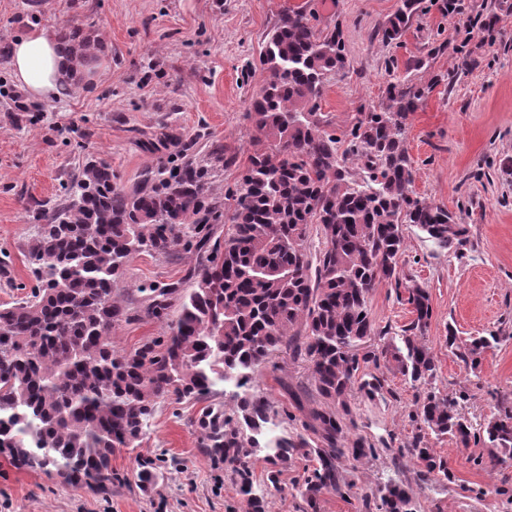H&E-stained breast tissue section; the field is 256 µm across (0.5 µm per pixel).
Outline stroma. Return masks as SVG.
Here are the masks:
<instances>
[{
	"instance_id": "35a3bbf8",
	"label": "stroma",
	"mask_w": 512,
	"mask_h": 512,
	"mask_svg": "<svg viewBox=\"0 0 512 512\" xmlns=\"http://www.w3.org/2000/svg\"><path fill=\"white\" fill-rule=\"evenodd\" d=\"M456 3L450 16L438 0H421L401 38L388 45L382 28L401 0H0V46L34 28L58 32L77 23L94 39L98 64L92 81H75L35 114L15 115L0 96V305L13 300L17 285L34 282L27 258L34 211L58 202L86 158L106 160L116 183L128 187L160 158L144 142L173 132L200 152L218 145L235 155L222 177L224 187L234 186L252 151L247 112L265 79L259 56L280 11L293 5L314 12L319 26L342 30L347 68L332 76L320 101L338 138L379 104L393 78L406 74L429 86L406 129L413 190L466 230L453 255L405 226L400 284L380 283L369 296L376 345L379 332L399 335L413 320L409 289L428 292L425 340L437 373L414 387L387 369L379 396L350 397V436L369 441L378 455L342 459L345 495L324 491L307 500L303 482L313 461L302 455L282 466L275 485L266 479L273 468L267 449L234 463L211 460L199 427L203 403L166 399L133 447L115 449L107 486H71L0 457V512H250L240 491L244 470L265 512H386L382 492L392 483L413 489L418 512H512V457L426 433L447 463L443 478L422 476L402 452L420 433L410 413L427 394L464 393L462 411L476 424L512 404V0ZM416 57L426 67L407 71ZM189 266L185 254L133 258L123 277L129 318L113 334L118 346L167 335L177 309L163 319L145 317L140 289L185 279ZM491 333L498 343L473 368L448 346L452 335L463 345ZM292 390L315 396L304 364L286 356L262 367L251 388L276 410V433L294 437L304 429ZM144 460L157 477L142 488L136 473Z\"/></svg>"
}]
</instances>
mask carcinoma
Returning a JSON list of instances; mask_svg holds the SVG:
<instances>
[{"mask_svg": "<svg viewBox=\"0 0 512 512\" xmlns=\"http://www.w3.org/2000/svg\"><path fill=\"white\" fill-rule=\"evenodd\" d=\"M419 5L402 0L385 42L401 36ZM312 19L290 7L273 26L260 57L266 79L247 112L252 153L234 188L216 185L235 163L223 148L199 158L194 141L165 132L152 148L168 151V162L145 169L132 187L114 181L109 163L89 159L62 202L35 213L28 257L37 285L0 305V454L11 464L70 483H110L113 451L144 435L159 400H207L223 382L238 392L233 414L213 404L199 419L208 456L235 461L249 448H266L274 464L285 465L301 453L317 463L304 479L308 497L323 490L342 496L349 483L340 460L376 455L364 439L348 436L353 391L373 399L384 388L385 379L362 366H390L413 386L435 377L424 340L432 307L422 288L408 289L415 318L402 334L368 345L375 335L368 298L384 280L400 283L404 226L449 254L465 235L447 209L412 189L405 133L425 88L388 84L341 148L320 100L330 77L346 69L343 35ZM354 162L366 176H355ZM144 251L194 255L193 288L178 281L139 289L144 316L160 319L176 302L180 313L165 339L119 350L112 332L128 320L119 284ZM497 340L480 336L461 347L450 335L448 347L467 364ZM283 351L311 371L319 402L304 428L312 443L274 433L268 400L249 393L255 373ZM411 419L465 447L483 439L512 455V405L476 428L455 399L431 393L415 403ZM406 453L425 474L448 476L423 436ZM383 501L388 512H415L413 490L403 485L387 486Z\"/></svg>", "mask_w": 512, "mask_h": 512, "instance_id": "obj_1", "label": "carcinoma"}]
</instances>
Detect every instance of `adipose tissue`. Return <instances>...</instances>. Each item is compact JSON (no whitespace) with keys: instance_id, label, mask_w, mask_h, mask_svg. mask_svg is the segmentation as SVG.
<instances>
[{"instance_id":"ef3b65f1","label":"adipose tissue","mask_w":512,"mask_h":512,"mask_svg":"<svg viewBox=\"0 0 512 512\" xmlns=\"http://www.w3.org/2000/svg\"><path fill=\"white\" fill-rule=\"evenodd\" d=\"M83 57L80 46L63 50L54 33L34 29L13 41L10 68L26 95L48 101L59 97L64 85L89 76Z\"/></svg>"}]
</instances>
